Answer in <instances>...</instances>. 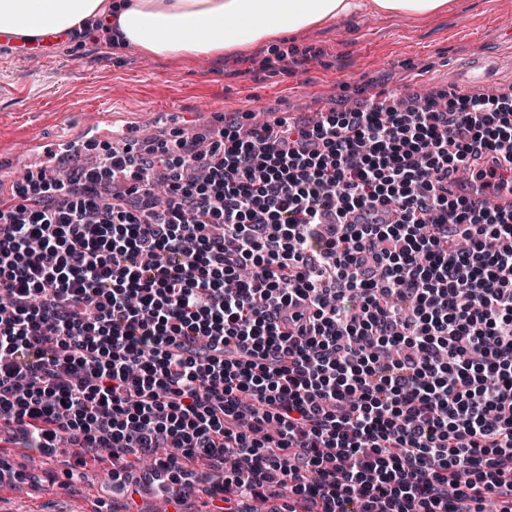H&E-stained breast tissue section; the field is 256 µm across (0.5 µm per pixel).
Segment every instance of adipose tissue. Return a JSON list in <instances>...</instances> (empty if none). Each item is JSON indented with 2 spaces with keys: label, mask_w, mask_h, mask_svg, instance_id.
Here are the masks:
<instances>
[{
  "label": "adipose tissue",
  "mask_w": 512,
  "mask_h": 512,
  "mask_svg": "<svg viewBox=\"0 0 512 512\" xmlns=\"http://www.w3.org/2000/svg\"><path fill=\"white\" fill-rule=\"evenodd\" d=\"M450 0H0L15 35H97L107 50L217 59L361 12L424 19Z\"/></svg>",
  "instance_id": "ef3b65f1"
}]
</instances>
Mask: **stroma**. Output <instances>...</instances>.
Here are the masks:
<instances>
[{
  "instance_id": "35a3bbf8",
  "label": "stroma",
  "mask_w": 512,
  "mask_h": 512,
  "mask_svg": "<svg viewBox=\"0 0 512 512\" xmlns=\"http://www.w3.org/2000/svg\"><path fill=\"white\" fill-rule=\"evenodd\" d=\"M512 0H452L424 20L370 13L287 35L278 48L221 60L151 57L130 49L107 53L101 40L63 41L37 63L0 46V156L16 163L0 178L18 179L37 160L29 144L72 142L77 164H91L117 137L144 142L183 130L208 144L214 130L256 126V113L313 124L333 110L381 94L403 103L428 96L446 102L454 71L495 57L493 81L478 95H512ZM64 465L0 447V512H125L112 494L110 468L86 470L69 483Z\"/></svg>"
}]
</instances>
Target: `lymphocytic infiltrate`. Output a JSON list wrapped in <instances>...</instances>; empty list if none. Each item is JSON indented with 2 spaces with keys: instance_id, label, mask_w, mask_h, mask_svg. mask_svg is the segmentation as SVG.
Returning <instances> with one entry per match:
<instances>
[{
  "instance_id": "obj_1",
  "label": "lymphocytic infiltrate",
  "mask_w": 512,
  "mask_h": 512,
  "mask_svg": "<svg viewBox=\"0 0 512 512\" xmlns=\"http://www.w3.org/2000/svg\"><path fill=\"white\" fill-rule=\"evenodd\" d=\"M512 97L226 127L0 181V441L209 512H512ZM191 468L196 471L198 481L193 485L180 487V493L184 499L182 509L185 512H204L207 509L205 503L208 502L209 497L204 493L203 488L213 482H221L223 474L216 473L207 466L204 471L217 476V478L211 479L205 476L199 464H193Z\"/></svg>"
}]
</instances>
